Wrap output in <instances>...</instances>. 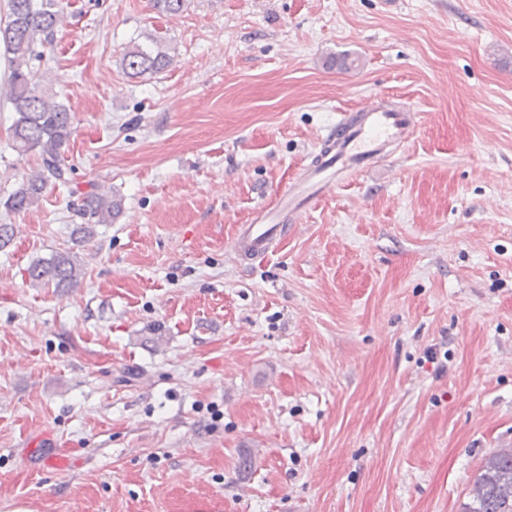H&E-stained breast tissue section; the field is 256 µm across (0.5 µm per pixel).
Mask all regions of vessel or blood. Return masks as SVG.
Listing matches in <instances>:
<instances>
[{
  "mask_svg": "<svg viewBox=\"0 0 512 512\" xmlns=\"http://www.w3.org/2000/svg\"><path fill=\"white\" fill-rule=\"evenodd\" d=\"M418 125L417 113L386 107L375 96L366 98L356 111L339 113L293 182L239 227L232 250L240 264L247 266L273 253L320 196L388 157L391 148L407 146Z\"/></svg>",
  "mask_w": 512,
  "mask_h": 512,
  "instance_id": "b4317fda",
  "label": "vessel or blood"
}]
</instances>
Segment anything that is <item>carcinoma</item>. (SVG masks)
<instances>
[{
  "label": "carcinoma",
  "instance_id": "cac0c4a2",
  "mask_svg": "<svg viewBox=\"0 0 512 512\" xmlns=\"http://www.w3.org/2000/svg\"><path fill=\"white\" fill-rule=\"evenodd\" d=\"M186 0H151L159 13L176 15ZM59 0H9L8 20L0 24V43L9 54L8 97L14 111L11 125L16 148L38 154L39 165L8 195L3 207L10 212L38 205L48 179L67 181L61 148L72 133L74 113L46 97L39 89L30 59L36 42H49L63 21ZM164 39L155 37L147 46L136 44L123 55L121 65L131 77L159 73L171 65ZM122 211V199L91 189L83 195V215L95 224H111ZM83 277L77 256L69 251L39 259L29 267L35 286L74 288ZM462 512H512V448L490 456L473 480L469 501Z\"/></svg>",
  "mask_w": 512,
  "mask_h": 512
}]
</instances>
